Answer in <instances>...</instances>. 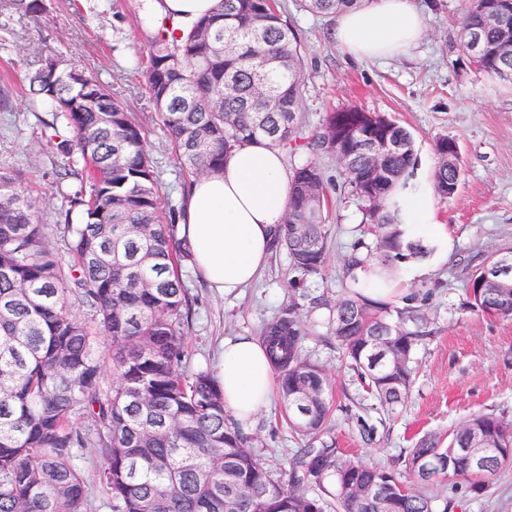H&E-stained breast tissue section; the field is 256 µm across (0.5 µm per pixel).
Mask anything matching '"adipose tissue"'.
Listing matches in <instances>:
<instances>
[{
  "instance_id": "ef3b65f1",
  "label": "adipose tissue",
  "mask_w": 512,
  "mask_h": 512,
  "mask_svg": "<svg viewBox=\"0 0 512 512\" xmlns=\"http://www.w3.org/2000/svg\"><path fill=\"white\" fill-rule=\"evenodd\" d=\"M151 19L184 28L214 11L218 0H145ZM424 18L416 0H373L369 6L337 15L330 38L359 60L394 57L416 44ZM290 197V178L278 147L249 142L236 147L221 174L196 179L179 227L199 277L230 294L252 283L267 265ZM402 205L404 236L429 243L434 259L448 251V235L435 221L429 190H396ZM274 367L263 343L252 336L226 338L218 382L224 407L239 424L266 409L273 393Z\"/></svg>"
}]
</instances>
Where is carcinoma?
I'll list each match as a JSON object with an SVG mask.
<instances>
[{"mask_svg": "<svg viewBox=\"0 0 512 512\" xmlns=\"http://www.w3.org/2000/svg\"><path fill=\"white\" fill-rule=\"evenodd\" d=\"M372 0H301L324 17L362 8ZM493 0H470L460 27H471L489 49L512 33V0L506 26L489 25ZM0 8L35 17L46 0H0ZM32 93L53 104L48 142L68 158L62 176L79 187L60 213L66 250L49 241L28 183L0 171V512H87L88 489L79 460L94 448L104 465L101 492L112 512H450L411 488L409 476L424 461L451 448L490 449L475 465L460 453L447 471L421 479L463 482L473 498L512 466V422L477 414L448 432L417 439L394 469L346 456L330 434L333 387L326 372L301 348L302 311L323 306L288 305L262 330L294 431L307 443L288 469L274 474L225 414L218 381L205 371L187 374V291L179 267L189 259L177 238L171 209L163 212L145 133L125 105L91 73L62 53L36 56ZM491 70L512 72V45L486 60ZM143 83L182 170L190 176L224 171L238 146L264 140L304 153L336 155L344 138V185L364 207L375 244H350L344 292L330 310L331 334L352 369L390 409L402 405L413 384L419 334L405 322L413 307L391 308L360 292L358 271L393 272L409 253L432 248L402 238L401 208L387 203L393 187L406 185L416 166L411 134L395 120L356 106L329 112L320 132L305 136L298 125L305 84L303 49L276 0H219L217 11L193 22L176 40L158 32L150 41ZM389 141L382 174H372L363 144ZM434 189L448 198L458 185L459 157L448 139L436 141ZM331 200L312 160L291 174L288 210L275 245L288 252L303 277L327 262ZM80 223L72 224L73 215ZM465 284L471 308L512 318V274L493 288ZM110 337L109 357L98 352ZM110 362L112 384L102 383ZM373 481L379 492L362 487Z\"/></svg>", "mask_w": 512, "mask_h": 512, "instance_id": "1", "label": "carcinoma"}]
</instances>
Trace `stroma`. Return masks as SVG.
Listing matches in <instances>:
<instances>
[{"instance_id": "1", "label": "stroma", "mask_w": 512, "mask_h": 512, "mask_svg": "<svg viewBox=\"0 0 512 512\" xmlns=\"http://www.w3.org/2000/svg\"><path fill=\"white\" fill-rule=\"evenodd\" d=\"M304 51L306 82L299 122L304 135L319 132L327 112L348 105L393 118L414 138L416 178L432 179L435 141L446 136L460 148L462 178L456 193L437 201L436 219L452 247L426 274L404 276L402 285L424 314L415 380L408 399L388 410L368 394L357 372L343 360L329 331V312L309 319L302 349L323 366L333 383L332 435L347 455L377 466H394L413 440L447 435L479 413L512 420V319L490 317L467 304L463 284L487 258L512 247V86L492 82L471 67L457 47L466 0H418L425 17L421 43L406 55L358 61L328 38L333 20L302 9L298 0H279ZM0 169L31 181L51 243L63 249L56 217L75 180L59 181L64 159L47 146L50 102L28 103L27 62L64 52L108 86L143 127L155 162L163 208H181L191 178L183 173L166 130L140 81L138 66L155 29L143 17L140 0H47V11L30 18L0 14ZM332 200L327 265L316 276L296 279L287 253L273 249L268 266L252 286L224 297L199 278L189 262L181 277L190 299L185 370L217 373L224 337L259 335L262 327L298 294L336 299L342 292L344 256L356 239L372 242L360 201L344 187L334 157L316 155ZM374 430L365 440L363 426ZM242 434L266 466L287 468L300 439L273 397ZM455 512H512V468L498 473L480 498L460 500Z\"/></svg>"}]
</instances>
